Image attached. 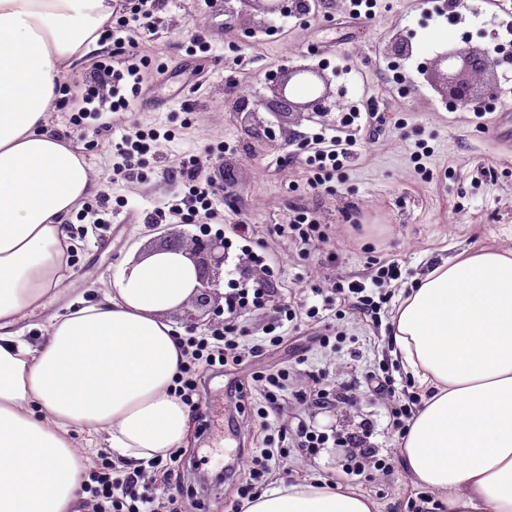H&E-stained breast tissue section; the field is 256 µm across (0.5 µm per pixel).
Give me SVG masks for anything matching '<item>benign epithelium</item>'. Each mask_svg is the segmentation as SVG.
<instances>
[{"instance_id": "obj_1", "label": "benign epithelium", "mask_w": 512, "mask_h": 512, "mask_svg": "<svg viewBox=\"0 0 512 512\" xmlns=\"http://www.w3.org/2000/svg\"><path fill=\"white\" fill-rule=\"evenodd\" d=\"M260 4L264 21L269 22L282 12V0H244V4ZM430 83L446 92L448 99L466 107L482 96V90H488L496 80L495 65L485 50L465 47L436 57L429 71ZM270 89L281 104L283 111L275 113L283 120L287 113L296 112L301 119L316 121L325 117L323 103L331 96L330 80L319 68L305 65L281 69L271 79ZM303 82L314 90V98L303 102L291 100L290 85ZM247 132L257 136L271 134L270 126L258 119V112H247ZM190 254L198 268L199 286L192 300L199 307H207L217 295L219 275L227 261V249L224 237L215 236L207 240L195 238Z\"/></svg>"}]
</instances>
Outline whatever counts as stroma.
Segmentation results:
<instances>
[{"mask_svg": "<svg viewBox=\"0 0 512 512\" xmlns=\"http://www.w3.org/2000/svg\"><path fill=\"white\" fill-rule=\"evenodd\" d=\"M309 13L290 19L274 36L262 31L259 8H244L243 27L226 33L224 12L205 0H160L157 24L141 29L131 9L112 17L104 39V59L118 56L129 36L139 35L147 58L142 93L127 111L96 116L94 104L69 107L55 121L66 131L96 173L113 163L112 144L130 127L157 131L133 179L113 184L102 223L76 221L69 235L76 244L63 283L13 330L32 341L38 328L68 312L77 300L92 302L110 287L113 274L132 252L163 247L168 234L190 233L207 239L232 237L236 224L249 225L248 240L234 239L220 276L227 284L237 268L250 283L277 288V302L247 309L235 321L246 343L277 325L281 308L318 307L321 321L288 323V340L273 351L205 375L206 389L189 416V445L178 462L184 473L181 499L186 512H230L236 497L222 480V456L237 455L240 440L257 449H281L284 458L265 489L295 483H333L368 497L375 512H409L408 500L425 495L403 464L391 474L376 471L345 475L343 456L332 448L309 452L299 447L302 425L327 434L359 432L373 423L367 443L380 455L397 453V437L387 431L386 402L366 384L382 369L405 388L411 376L389 347V325L404 292L431 265L471 251H512V139L498 137L504 114H512V72L498 73L493 100L483 111L459 108L432 88L424 71L438 53L471 31L474 47L487 51L512 41V15L496 16L484 0H460L457 20L428 17V4L415 0H375L371 20L350 23L349 0H318ZM207 50H200L196 38ZM408 41L411 55L390 50L394 39ZM323 69L331 80L334 105L319 124L291 115L285 121L297 141H262L245 130L240 104L267 114L273 99L268 78L295 65ZM375 112L376 124L360 123L353 135V158L317 189L307 185L305 160L316 135H344L353 111ZM194 158L221 191L211 223L197 224L169 214L180 187L172 172ZM312 212L325 235L305 245L288 226L298 210ZM397 264V279L374 282L378 267ZM372 281L383 297L382 325L351 315L334 282ZM223 301L205 310L187 306L171 315L178 338L206 335L223 324ZM331 338L320 347L316 335ZM291 368L285 416L259 426L254 414L260 395L253 372ZM353 386L350 404H320L314 386L322 375ZM243 393L230 402L227 388Z\"/></svg>", "mask_w": 512, "mask_h": 512, "instance_id": "obj_1", "label": "stroma"}]
</instances>
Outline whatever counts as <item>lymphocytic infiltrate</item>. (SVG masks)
<instances>
[{"label": "lymphocytic infiltrate", "mask_w": 512, "mask_h": 512, "mask_svg": "<svg viewBox=\"0 0 512 512\" xmlns=\"http://www.w3.org/2000/svg\"><path fill=\"white\" fill-rule=\"evenodd\" d=\"M145 140L146 135L140 130L121 136L114 145L120 161L103 173L104 186L109 187L133 177L146 150ZM173 178L186 187L188 193L182 201L172 202V210H179L181 205L186 204L192 210L201 211L203 219H210L213 215L212 199L218 195L219 189L209 177L194 161L188 160L181 163ZM284 340V335L277 334L269 337L267 345L278 347ZM264 346L256 344L244 347L237 338L225 335L219 327L213 329L210 335L186 339L181 348L182 366L175 380L176 397L189 409H196L199 405L198 379L205 370L242 364L247 359L258 357ZM289 377L290 373L285 369L269 374H253L252 380L263 398L262 405L256 410L258 422H266L272 416H283L282 393L288 386ZM368 380L374 392L387 400L391 426L402 432L407 431L416 415L419 398L411 396L404 402L398 400L392 377L373 373ZM157 472L162 473L166 481H173L176 473L172 459L158 455L132 464L113 458L110 449H100L95 460L88 464L81 486L86 512H181L176 495H169L167 500L162 501L154 494L152 476Z\"/></svg>", "instance_id": "1"}]
</instances>
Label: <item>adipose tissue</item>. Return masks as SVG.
Segmentation results:
<instances>
[{
    "mask_svg": "<svg viewBox=\"0 0 512 512\" xmlns=\"http://www.w3.org/2000/svg\"><path fill=\"white\" fill-rule=\"evenodd\" d=\"M113 0H0V512H77L84 461L69 433L110 436L126 461L188 436L172 388L170 315L195 292L187 249L130 260L100 300L53 317L42 339L8 328L64 280V227L100 188L53 133L57 85L105 47ZM395 353L422 407L399 450L448 512H512V253L462 251L432 266L393 318ZM332 485L297 484L243 512H373Z\"/></svg>",
    "mask_w": 512,
    "mask_h": 512,
    "instance_id": "1",
    "label": "adipose tissue"
}]
</instances>
